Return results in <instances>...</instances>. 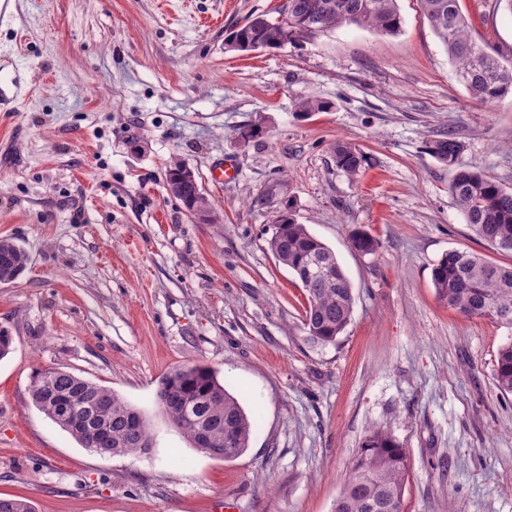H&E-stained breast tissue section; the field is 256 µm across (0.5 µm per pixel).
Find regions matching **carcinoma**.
<instances>
[{
	"mask_svg": "<svg viewBox=\"0 0 512 512\" xmlns=\"http://www.w3.org/2000/svg\"><path fill=\"white\" fill-rule=\"evenodd\" d=\"M420 2L472 98L486 103L512 93V60L506 65L496 51L472 40L470 22L460 10L459 0ZM275 13V18L266 13L248 16L226 36L227 49L251 52L287 44L297 47L320 33L350 25L394 35L402 23L397 0H288ZM331 108L329 101L302 98L295 111L309 117ZM426 149L440 163L453 168L448 193L473 233L490 248L512 255V189L483 171L462 164L461 144L447 132L429 141ZM332 156L336 168L351 177L368 164L366 154L350 143H336ZM164 188L189 214L210 213L207 198L198 193V175L190 174L182 162L174 160L169 164ZM268 245L307 293L304 329L310 339L321 345L335 343L351 321L355 297L351 281L333 251L306 225L297 223L290 212L279 215L272 224ZM352 245L355 250L370 254L377 242L358 230ZM28 261L27 253L12 239L0 238V284L15 281ZM432 281L449 308L512 327V265L493 263L468 250H450L435 265ZM495 380L500 392L512 394V342L498 352ZM29 397L40 412L84 448H115L125 455L144 453L153 447L148 421L126 419V413L134 406L111 389L69 371L37 370L29 385ZM71 400L96 404L106 429L104 435L89 437L82 428L64 424L57 407ZM156 401L169 426L193 446L200 429L210 434L214 447L224 449L228 460L249 446L255 420L248 417L237 397L207 365L170 371L158 385ZM407 472L406 449L387 431H371L353 460L334 512H401ZM0 512H33V507L24 498H0Z\"/></svg>",
	"mask_w": 512,
	"mask_h": 512,
	"instance_id": "cac0c4a2",
	"label": "carcinoma"
}]
</instances>
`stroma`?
Returning <instances> with one entry per match:
<instances>
[{"label": "stroma", "instance_id": "obj_1", "mask_svg": "<svg viewBox=\"0 0 512 512\" xmlns=\"http://www.w3.org/2000/svg\"><path fill=\"white\" fill-rule=\"evenodd\" d=\"M284 0H11L0 19V237L29 256L0 284V497L35 512H333L372 428L406 448L402 512H512V394L495 381L512 328L448 308L432 269L452 249L508 265L465 224L461 159L512 188V93L484 105L459 82L419 0L394 35L344 26L303 48L225 49L230 29ZM481 46L512 58V12L460 0ZM334 108L300 116L296 102ZM258 125L249 144L241 129ZM369 163L355 177L336 141ZM179 159L215 221L164 189ZM231 162L218 187L207 174ZM270 194L267 206H254ZM291 207L355 294L336 343H312L306 294L269 249ZM377 241L351 245L355 230ZM206 364L248 415V448L215 460L170 429L162 377ZM61 368L139 408L149 453L101 456L30 401ZM332 156L336 168L351 177L358 175L368 165L366 154L350 143L337 142Z\"/></svg>", "mask_w": 512, "mask_h": 512}]
</instances>
